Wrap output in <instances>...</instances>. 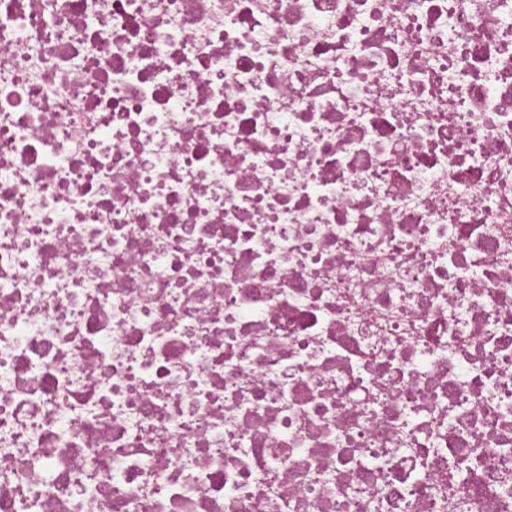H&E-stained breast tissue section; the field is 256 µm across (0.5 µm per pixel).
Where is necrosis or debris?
Wrapping results in <instances>:
<instances>
[{"label":"necrosis or debris","instance_id":"necrosis-or-debris-1","mask_svg":"<svg viewBox=\"0 0 512 512\" xmlns=\"http://www.w3.org/2000/svg\"><path fill=\"white\" fill-rule=\"evenodd\" d=\"M0 512H512V0H0Z\"/></svg>","mask_w":512,"mask_h":512}]
</instances>
